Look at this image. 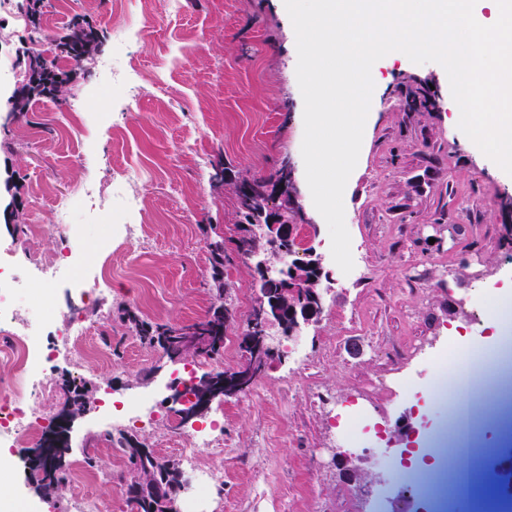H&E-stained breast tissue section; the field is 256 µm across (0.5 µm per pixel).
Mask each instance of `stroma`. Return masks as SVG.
<instances>
[{
    "label": "stroma",
    "mask_w": 512,
    "mask_h": 512,
    "mask_svg": "<svg viewBox=\"0 0 512 512\" xmlns=\"http://www.w3.org/2000/svg\"><path fill=\"white\" fill-rule=\"evenodd\" d=\"M51 30L81 23L102 46L76 73L66 105L34 99L25 115L0 112V201L20 215L0 216V252L58 254V202L72 204L69 221L86 242L111 238L112 255L86 249L88 266L112 264V286L96 295L95 314L112 323V358L84 357L79 366L56 361L55 381L86 382L94 396L158 393L159 411L171 410L177 367L141 343L120 319L122 309L157 323L203 317L210 302L212 227L237 234L234 179L265 176L292 161L306 221L296 239L298 257L314 254L329 274L318 322L282 339L264 375L245 394L217 399L199 415L224 416V497L215 512H370L381 489L391 505H413L411 488L430 491L427 474L396 469L387 454L416 453L424 429L456 423L458 407L480 421L482 445H449L464 478L455 501L474 512L476 500L498 487L493 447L496 426L491 374L498 340L512 328L477 323L472 298L512 284V188L495 164L448 125L450 85L437 63L417 64L389 54L377 74L357 165L345 192V224L355 273L331 256L327 224L316 210L301 145L304 102L296 77V36L284 0H45ZM28 39L18 11L0 10V102L19 79L16 50ZM430 99L431 107L419 102ZM82 112L81 126L61 117ZM224 185L209 175L216 161ZM130 178L137 210L121 206L91 221L77 197L93 185L111 194L112 180ZM40 225L31 238V225ZM225 298L236 316L224 354L200 363L204 375L238 364L237 336L260 296L251 260L236 258L224 271ZM457 343L448 356L447 397L434 396L429 356L442 339ZM412 354L407 371L417 394L389 385L386 363ZM479 359L482 380L465 361ZM375 408L381 440L371 458L386 486L361 496L331 462L341 447L347 413ZM100 404L78 418L69 434L70 458L96 449L100 464L88 487L100 512H130L126 485L106 475L125 468L116 448L101 446Z\"/></svg>",
    "instance_id": "1"
}]
</instances>
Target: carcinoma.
Returning <instances> with one entry per match:
<instances>
[{
	"label": "carcinoma",
	"instance_id": "obj_1",
	"mask_svg": "<svg viewBox=\"0 0 512 512\" xmlns=\"http://www.w3.org/2000/svg\"><path fill=\"white\" fill-rule=\"evenodd\" d=\"M43 0H22L21 10L26 26L31 29L29 41L18 49L17 61L23 68L22 79L13 91V95L7 101L5 111L9 113H21L26 111L30 101L36 97H46L54 101L62 102L71 95V77L66 71L60 69L56 59L71 60L79 65L83 61L92 58L99 47L98 36L74 25V28L63 34L46 35L43 33ZM40 69L50 80V87H40L31 81V73L34 69ZM278 182L283 184L281 195L285 204L289 205L288 219L294 224V234H299L302 229V216L299 206L291 205V196L288 192V182L285 181L283 169L275 172ZM237 200V216L239 224L254 227L248 237L235 239L237 255L244 257L254 247L264 246L271 250L273 264L278 269L269 273L266 281L261 285L265 291L267 300L279 298V289L284 285V269H296L299 274L310 276L306 267L314 262V259H288V254L279 251L275 240L269 237L268 224V183L264 180H256L249 185V190L243 192L240 185H235ZM211 254V280L213 294L210 305L204 317L197 321L181 324L151 323L142 319L137 313L126 309L121 319L127 328L135 332L141 340L151 347L160 348L168 355L177 350L183 340L193 336L200 341L199 351L201 356L211 358L219 354L224 348V336L229 323L224 320V266L227 256L224 254V236L215 233L210 243ZM63 393L66 403L70 404L73 412L85 413L91 402L84 387L72 380L64 384ZM138 437L134 433H122L117 438V444L127 459V474L122 476L127 485L133 487L143 483H154L161 487L163 495L175 494L178 478L182 475L175 462L154 454L138 455L134 448V442ZM48 446L53 449L52 459L55 467L48 469V459L41 456H28L30 470L42 474V480H50L46 487H51L61 492L66 487L63 477L66 455L70 446L67 432L59 425L54 424L42 437L39 446ZM131 512H163V503L152 493L147 492L138 497L127 496Z\"/></svg>",
	"mask_w": 512,
	"mask_h": 512
}]
</instances>
